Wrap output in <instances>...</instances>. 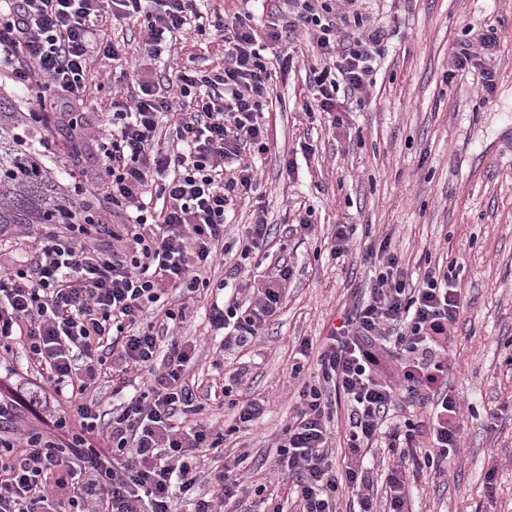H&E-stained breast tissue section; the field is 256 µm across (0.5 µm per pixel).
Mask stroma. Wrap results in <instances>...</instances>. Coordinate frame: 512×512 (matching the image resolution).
<instances>
[{"mask_svg":"<svg viewBox=\"0 0 512 512\" xmlns=\"http://www.w3.org/2000/svg\"><path fill=\"white\" fill-rule=\"evenodd\" d=\"M373 26L385 34L375 84L363 102H351L343 128L322 114L301 109L308 95L304 43L293 44L296 68L276 78L278 98L264 111L269 150L260 155L251 200L263 206L271 227L257 275L277 263L293 270L279 316L267 322L252 353L222 356L205 314L212 298L202 291L175 329L196 342L189 379L201 389L221 382L225 370L245 368L242 392L265 399L267 409L252 427L228 434L222 451L209 455L205 471H217L225 455H246V483L286 495L275 465V442L295 412L301 380L291 378L294 345L321 343L331 323L352 311L368 278L359 250L330 255L336 225L353 224L358 241L383 234L410 265L432 257L454 263L469 305L459 320L456 366L449 383L470 410L464 415L463 448L454 472L419 481L411 512H512V0H365ZM210 22L205 35L183 39L167 60L132 55L118 64L96 60L89 81L94 91L80 109L87 121L78 144L84 167L95 164L94 138L108 111L112 79L121 70L151 69L164 76L188 62L204 71L224 63L217 18L235 12L263 23L254 0H199ZM500 45L490 63L496 94L484 100L478 73L450 76L452 49L487 28ZM313 151L300 155L302 144ZM296 156L294 171L285 161ZM227 215L226 244L249 223L250 202ZM312 230H298L303 213ZM225 368H217L218 360ZM501 410L490 426L489 410ZM497 463L494 490L485 473Z\"/></svg>","mask_w":512,"mask_h":512,"instance_id":"35a3bbf8","label":"stroma"}]
</instances>
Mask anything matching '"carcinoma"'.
I'll use <instances>...</instances> for the list:
<instances>
[{
    "label": "carcinoma",
    "mask_w": 512,
    "mask_h": 512,
    "mask_svg": "<svg viewBox=\"0 0 512 512\" xmlns=\"http://www.w3.org/2000/svg\"><path fill=\"white\" fill-rule=\"evenodd\" d=\"M41 129L0 91V237L35 224H73L83 206L37 147Z\"/></svg>",
    "instance_id": "cac0c4a2"
}]
</instances>
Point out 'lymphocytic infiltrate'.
Segmentation results:
<instances>
[{
    "instance_id": "lymphocytic-infiltrate-1",
    "label": "lymphocytic infiltrate",
    "mask_w": 512,
    "mask_h": 512,
    "mask_svg": "<svg viewBox=\"0 0 512 512\" xmlns=\"http://www.w3.org/2000/svg\"><path fill=\"white\" fill-rule=\"evenodd\" d=\"M358 0H275L259 28L225 16L224 66L177 69L166 82L146 72L112 91V110L97 141L94 169L79 170L78 198L101 197L125 208L122 224H45L24 260L0 271V355L20 347L37 398L0 393V512H255L268 504L265 485L244 484L239 459L224 461L212 489L200 493L201 461L224 444L222 432L187 425L204 408L186 380L197 345L174 336L185 303L209 288L208 271L224 253V216L256 178L244 154L266 152L259 118L272 99L273 68L288 72V53L268 61L269 46L297 37L311 48L307 112L344 123L350 100L368 98L384 35L369 28ZM144 22L137 45L107 39L108 19ZM206 30L195 0H0V67L30 93L43 126L68 122L89 94L88 64L97 55L156 59L177 36ZM499 45L496 29L478 45L452 52V73L477 70L485 96L497 74L481 65ZM52 87L45 95L44 87ZM171 115L168 128L160 119ZM158 195L153 206L149 195ZM263 213L243 225L227 271L231 296L211 303L208 322L225 351L254 346L280 311L292 275L281 265L253 279L250 259L267 246ZM370 288L321 347L302 339L293 375L316 359L315 381L303 383L298 411L285 425L275 463L300 512H407L409 487L442 477L459 452L463 412L448 387L454 328L466 304L452 270L409 273L389 236L366 242ZM175 292L177 306L163 305ZM156 319L146 322L148 312ZM110 378L118 405L103 411L90 392ZM241 372L229 373L215 404H228L235 426L251 427L264 399L237 398ZM67 405L66 419H43L39 405ZM346 410L344 450L332 459L331 420ZM399 449L402 461L377 498L366 449Z\"/></svg>"
}]
</instances>
